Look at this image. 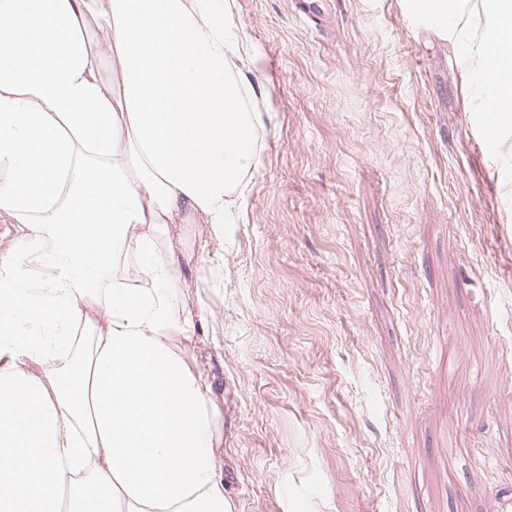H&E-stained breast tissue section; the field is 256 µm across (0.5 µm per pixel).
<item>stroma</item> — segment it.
I'll return each instance as SVG.
<instances>
[{
  "instance_id": "obj_1",
  "label": "stroma",
  "mask_w": 512,
  "mask_h": 512,
  "mask_svg": "<svg viewBox=\"0 0 512 512\" xmlns=\"http://www.w3.org/2000/svg\"><path fill=\"white\" fill-rule=\"evenodd\" d=\"M257 166L179 220L233 512H512V173L404 0H235Z\"/></svg>"
}]
</instances>
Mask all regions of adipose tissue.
<instances>
[{"mask_svg": "<svg viewBox=\"0 0 512 512\" xmlns=\"http://www.w3.org/2000/svg\"><path fill=\"white\" fill-rule=\"evenodd\" d=\"M512 161V0H407ZM234 0H0V512H232L159 235L257 164ZM134 256L143 285L109 278ZM41 277L32 280L31 267ZM100 320L89 323L88 311Z\"/></svg>", "mask_w": 512, "mask_h": 512, "instance_id": "adipose-tissue-1", "label": "adipose tissue"}]
</instances>
